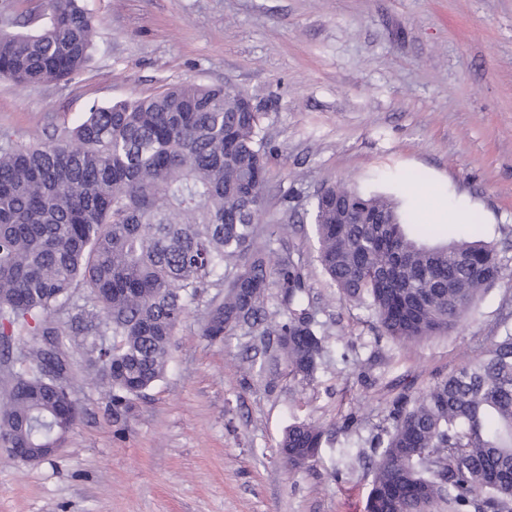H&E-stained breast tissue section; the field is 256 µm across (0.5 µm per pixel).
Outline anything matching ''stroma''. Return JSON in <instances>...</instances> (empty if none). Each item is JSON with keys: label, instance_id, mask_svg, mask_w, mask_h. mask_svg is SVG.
<instances>
[{"label": "stroma", "instance_id": "stroma-1", "mask_svg": "<svg viewBox=\"0 0 512 512\" xmlns=\"http://www.w3.org/2000/svg\"><path fill=\"white\" fill-rule=\"evenodd\" d=\"M92 57L68 81L0 79V131L23 145L72 128L91 106L192 81L260 103L269 218L308 267L319 331L313 381L271 377L267 337L201 334L192 306L170 366L113 421L65 345L84 412L48 460L0 446V512H365L367 462L393 402L415 397L512 332V288H489L446 336L400 345L322 272L311 203L325 185L393 194L453 239L512 258V0H89ZM412 183H403V176ZM479 204L477 220L458 214ZM326 430L307 467L278 442L295 422Z\"/></svg>", "mask_w": 512, "mask_h": 512}]
</instances>
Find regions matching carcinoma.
<instances>
[{
    "mask_svg": "<svg viewBox=\"0 0 512 512\" xmlns=\"http://www.w3.org/2000/svg\"><path fill=\"white\" fill-rule=\"evenodd\" d=\"M39 7L34 27L0 28V78L68 81L87 66L100 21L86 0ZM243 96L180 82L94 106L48 143L0 134V336L19 345V363L0 375V444L29 449L33 463L62 447L81 411L60 356L72 336L89 344L112 417L126 416L165 375L195 302L205 307L202 335L222 341L260 327L276 336L288 375L314 378L327 337L288 225L263 221L277 148ZM313 221L325 275L398 342L456 329L484 289L512 278L494 245L431 243L426 224L388 196L328 186ZM210 288L218 292L206 299ZM78 294L92 310L75 304ZM67 308L76 309L70 327L48 320ZM324 435L296 422L277 453L300 468ZM377 439L365 512H512V333L397 401Z\"/></svg>",
    "mask_w": 512,
    "mask_h": 512,
    "instance_id": "cac0c4a2",
    "label": "carcinoma"
}]
</instances>
